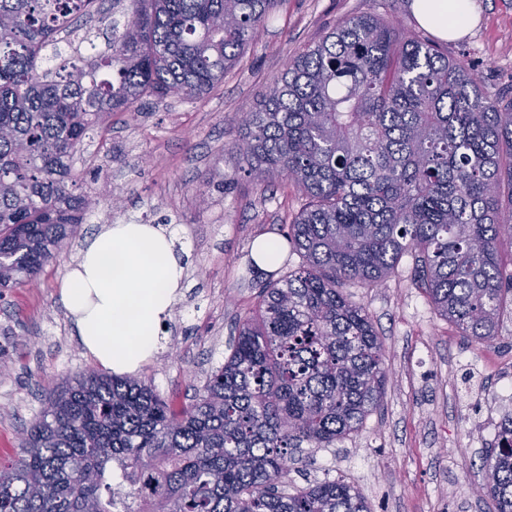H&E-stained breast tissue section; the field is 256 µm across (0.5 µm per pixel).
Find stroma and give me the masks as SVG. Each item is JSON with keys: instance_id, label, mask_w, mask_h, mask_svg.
<instances>
[{"instance_id": "obj_1", "label": "stroma", "mask_w": 512, "mask_h": 512, "mask_svg": "<svg viewBox=\"0 0 512 512\" xmlns=\"http://www.w3.org/2000/svg\"><path fill=\"white\" fill-rule=\"evenodd\" d=\"M412 0H278L258 39L218 88L198 99L168 97L117 112L105 134L86 141L78 169L98 199L79 239L33 282L0 292V462L17 457L46 393L62 378L94 367L62 307L58 288L83 238L100 225L133 220L169 223L189 251L181 294L138 372L164 396L189 401L224 361L227 345L256 294L253 244L282 237L305 196L273 178L257 187L229 155L237 120L259 104L289 61L353 16L375 15L400 33L426 36ZM480 19L470 35L439 41L492 88L512 91V0H475ZM91 37L105 49L112 3L71 27L62 51ZM122 199L113 208V199ZM412 258L373 288L345 286L364 305L385 349L389 384L379 410L332 448L302 445L289 487L325 478L354 486L372 512H494L484 496L482 453L495 424L512 411V310L496 336H460L413 283Z\"/></svg>"}]
</instances>
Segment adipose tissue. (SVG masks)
Wrapping results in <instances>:
<instances>
[{
	"label": "adipose tissue",
	"mask_w": 512,
	"mask_h": 512,
	"mask_svg": "<svg viewBox=\"0 0 512 512\" xmlns=\"http://www.w3.org/2000/svg\"><path fill=\"white\" fill-rule=\"evenodd\" d=\"M418 22L458 40L479 21L474 0H412ZM186 253L162 224L102 225L86 239L59 287L86 352L118 376L138 371L154 354L184 276Z\"/></svg>",
	"instance_id": "obj_1"
}]
</instances>
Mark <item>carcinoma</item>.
<instances>
[{
    "mask_svg": "<svg viewBox=\"0 0 512 512\" xmlns=\"http://www.w3.org/2000/svg\"><path fill=\"white\" fill-rule=\"evenodd\" d=\"M97 0H0V288L36 277L98 205L77 192L89 131L150 99L200 98L256 41L275 0H112L107 50L60 65L59 35ZM229 150L248 180L297 184L285 238L302 258L261 279L224 363L188 404L84 370L47 396L0 512H371L336 480L288 491L301 444L332 448L383 403L381 338L349 282L413 281L460 335L490 340L512 306V96L391 22L356 16L291 61ZM512 512V415L482 461Z\"/></svg>",
    "mask_w": 512,
    "mask_h": 512,
    "instance_id": "obj_1",
    "label": "carcinoma"
}]
</instances>
